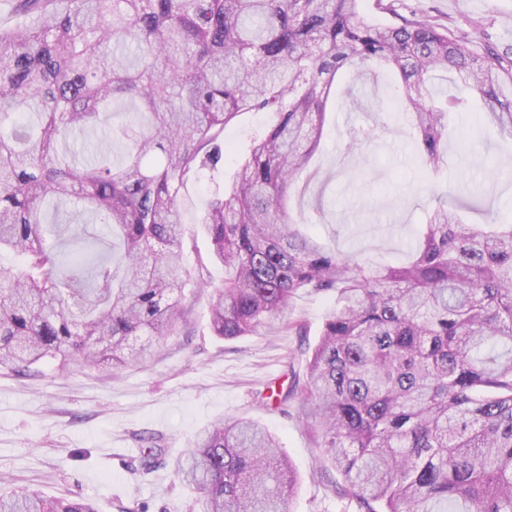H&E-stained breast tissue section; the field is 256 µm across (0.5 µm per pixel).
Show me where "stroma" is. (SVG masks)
Masks as SVG:
<instances>
[{"instance_id":"obj_1","label":"stroma","mask_w":512,"mask_h":512,"mask_svg":"<svg viewBox=\"0 0 512 512\" xmlns=\"http://www.w3.org/2000/svg\"><path fill=\"white\" fill-rule=\"evenodd\" d=\"M399 13L416 10L449 29L473 28L490 47L512 52V0H396ZM397 81L381 70L341 93L329 109L315 177L292 200L291 214L326 246L368 262L405 259L426 220L431 192L461 198L465 220L512 222V140L485 117L462 113L443 144L446 165L428 183L420 155L405 132ZM269 117L247 112L224 130V171L232 173ZM353 126L375 128L361 151L345 150ZM50 239L84 267L112 250L106 225L60 212ZM211 288L187 292V323L153 342L145 358L119 373L50 365L21 377L0 369V492L29 489L48 498L89 499L97 512H186L190 492L175 475L183 448L203 428L249 417L278 437L297 475L290 512H345L342 476L324 462L301 400L269 411L263 395L304 373L332 291L302 292L288 309L305 335L260 331L228 341L210 326ZM162 447L160 463L142 472L141 437Z\"/></svg>"}]
</instances>
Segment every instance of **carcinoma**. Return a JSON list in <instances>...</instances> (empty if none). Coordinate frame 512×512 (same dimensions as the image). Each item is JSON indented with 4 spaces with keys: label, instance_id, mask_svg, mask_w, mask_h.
<instances>
[{
    "label": "carcinoma",
    "instance_id": "cac0c4a2",
    "mask_svg": "<svg viewBox=\"0 0 512 512\" xmlns=\"http://www.w3.org/2000/svg\"><path fill=\"white\" fill-rule=\"evenodd\" d=\"M359 0H18L26 21L0 28V367L44 360L114 373L184 321V289L214 288L226 340L285 331L302 290L336 292L306 365L277 400L304 395L326 459L358 512H512V224H469L434 195L411 258L372 264L327 249L292 218L290 192L310 172L339 77L369 65L402 83L409 137L435 173L454 116L482 111L512 138V55L395 3ZM458 94L440 95L434 73ZM119 160L58 149L102 123ZM270 115L200 221L224 282L185 267L188 186L224 167V128ZM351 127L346 148L374 138ZM74 201L107 224L119 253L91 286L49 244L44 206ZM161 452L145 442L140 469ZM191 512H289L297 477L268 428L238 418L205 428L177 462ZM0 512H97L36 491L0 494Z\"/></svg>",
    "mask_w": 512,
    "mask_h": 512
}]
</instances>
